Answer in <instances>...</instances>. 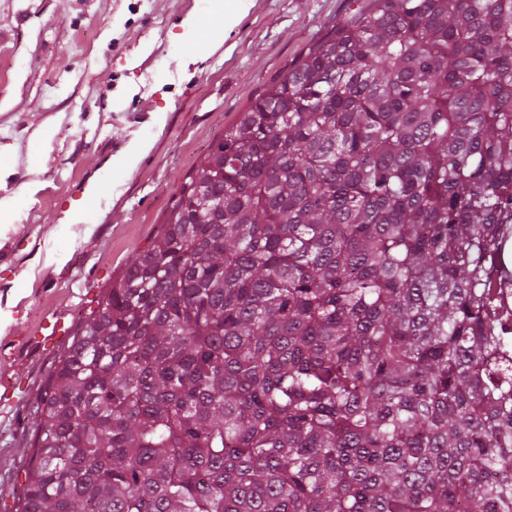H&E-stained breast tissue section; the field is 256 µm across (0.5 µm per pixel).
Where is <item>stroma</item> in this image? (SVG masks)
<instances>
[{
    "mask_svg": "<svg viewBox=\"0 0 512 512\" xmlns=\"http://www.w3.org/2000/svg\"><path fill=\"white\" fill-rule=\"evenodd\" d=\"M348 5L246 0L217 38L222 0H0V512L20 490L37 387L75 327L224 128ZM190 15L195 40L177 41ZM138 140L151 144L138 164L109 170Z\"/></svg>",
    "mask_w": 512,
    "mask_h": 512,
    "instance_id": "1",
    "label": "stroma"
}]
</instances>
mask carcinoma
<instances>
[{
    "label": "carcinoma",
    "mask_w": 512,
    "mask_h": 512,
    "mask_svg": "<svg viewBox=\"0 0 512 512\" xmlns=\"http://www.w3.org/2000/svg\"><path fill=\"white\" fill-rule=\"evenodd\" d=\"M512 0H367L178 188L39 386L16 512H512Z\"/></svg>",
    "instance_id": "1"
}]
</instances>
